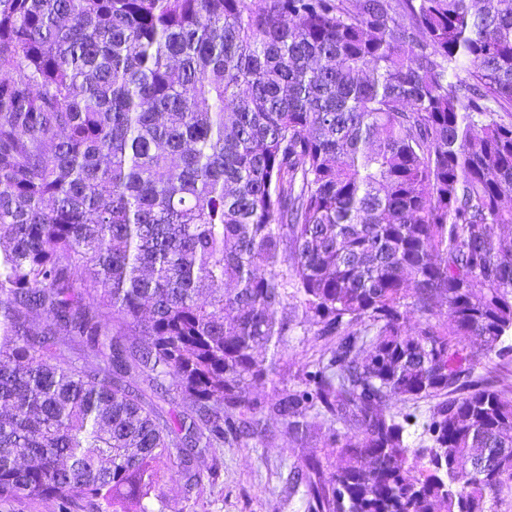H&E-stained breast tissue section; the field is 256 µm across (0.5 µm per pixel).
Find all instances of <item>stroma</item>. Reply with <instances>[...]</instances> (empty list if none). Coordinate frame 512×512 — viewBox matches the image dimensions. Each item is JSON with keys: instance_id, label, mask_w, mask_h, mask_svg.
Instances as JSON below:
<instances>
[{"instance_id": "stroma-1", "label": "stroma", "mask_w": 512, "mask_h": 512, "mask_svg": "<svg viewBox=\"0 0 512 512\" xmlns=\"http://www.w3.org/2000/svg\"><path fill=\"white\" fill-rule=\"evenodd\" d=\"M314 332V327H300L288 338L284 373L289 385L298 383L304 363L319 347ZM313 459L325 467L339 461L325 432L297 441L273 420L265 437L250 447L225 449L202 494L183 496L181 471L169 467L162 481L163 497L150 499L149 508L151 512H309L306 483L293 481L292 475L305 471Z\"/></svg>"}]
</instances>
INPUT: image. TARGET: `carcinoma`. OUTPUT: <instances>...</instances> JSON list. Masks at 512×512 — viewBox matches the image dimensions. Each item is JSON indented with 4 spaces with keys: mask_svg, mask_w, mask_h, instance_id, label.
Listing matches in <instances>:
<instances>
[{
    "mask_svg": "<svg viewBox=\"0 0 512 512\" xmlns=\"http://www.w3.org/2000/svg\"><path fill=\"white\" fill-rule=\"evenodd\" d=\"M511 197L512 0H0V500L149 512L277 418L312 512H499ZM316 329L306 325L298 327L294 335L288 336V366L285 367L282 362L280 363L281 372L288 378V387L298 383L302 366L317 353L321 342L316 340L317 336H313Z\"/></svg>",
    "mask_w": 512,
    "mask_h": 512,
    "instance_id": "cac0c4a2",
    "label": "carcinoma"
}]
</instances>
